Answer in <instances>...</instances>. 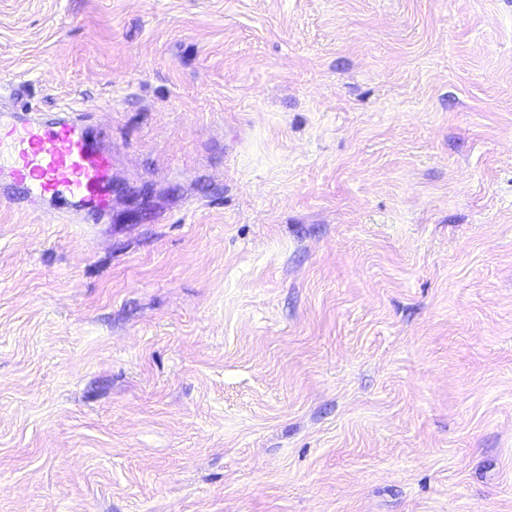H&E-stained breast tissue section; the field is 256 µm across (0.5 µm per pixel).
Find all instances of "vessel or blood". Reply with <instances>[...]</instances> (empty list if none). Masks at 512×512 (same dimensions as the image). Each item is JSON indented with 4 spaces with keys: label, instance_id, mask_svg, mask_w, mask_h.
Here are the masks:
<instances>
[{
    "label": "vessel or blood",
    "instance_id": "obj_1",
    "mask_svg": "<svg viewBox=\"0 0 512 512\" xmlns=\"http://www.w3.org/2000/svg\"><path fill=\"white\" fill-rule=\"evenodd\" d=\"M0 136V198L24 213H38L43 200L55 201L69 217L104 216L112 206V152L101 146L91 126L68 113L14 112Z\"/></svg>",
    "mask_w": 512,
    "mask_h": 512
}]
</instances>
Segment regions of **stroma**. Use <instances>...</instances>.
Returning <instances> with one entry per match:
<instances>
[{
	"instance_id": "stroma-1",
	"label": "stroma",
	"mask_w": 512,
	"mask_h": 512,
	"mask_svg": "<svg viewBox=\"0 0 512 512\" xmlns=\"http://www.w3.org/2000/svg\"><path fill=\"white\" fill-rule=\"evenodd\" d=\"M0 512H512V0H0ZM0 114V198L28 215L43 200L64 216H104L112 206V150L93 129L70 113L10 112L11 129L2 137ZM11 163H2V154Z\"/></svg>"
}]
</instances>
